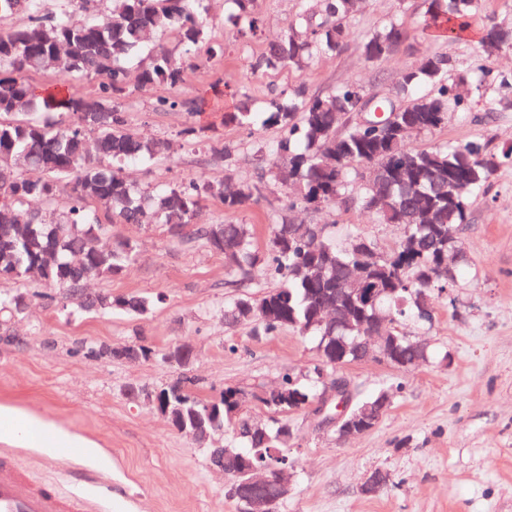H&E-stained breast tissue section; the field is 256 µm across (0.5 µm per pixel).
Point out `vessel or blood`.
I'll use <instances>...</instances> for the list:
<instances>
[{
  "mask_svg": "<svg viewBox=\"0 0 512 512\" xmlns=\"http://www.w3.org/2000/svg\"><path fill=\"white\" fill-rule=\"evenodd\" d=\"M0 512H95L87 498L37 482L19 466L10 450L0 451Z\"/></svg>",
  "mask_w": 512,
  "mask_h": 512,
  "instance_id": "b4317fda",
  "label": "vessel or blood"
}]
</instances>
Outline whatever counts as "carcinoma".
I'll return each instance as SVG.
<instances>
[{
    "label": "carcinoma",
    "mask_w": 512,
    "mask_h": 512,
    "mask_svg": "<svg viewBox=\"0 0 512 512\" xmlns=\"http://www.w3.org/2000/svg\"><path fill=\"white\" fill-rule=\"evenodd\" d=\"M0 0V312L22 314L24 301L47 299L65 308L63 291L93 279L117 277L135 261L137 248L116 238V224H138L149 218L167 228L179 242L199 240L224 257L235 281H252L266 273L281 280L256 298L241 297L224 306L228 325H254L273 335L295 328L314 337L323 351L309 382L283 375L276 397L262 399L283 415L316 401L324 378L361 360L353 343L365 335L375 311L390 310L397 323L433 319L431 296L458 285L468 259L456 230L469 223L471 207L488 188L496 171L512 164V146L492 150L480 139L464 144L415 148L410 139L443 125L451 112L470 111V100L459 91L467 83L483 101V111L512 107V73L492 67L512 50V23L488 20L480 38L484 63L473 72L452 78L455 64L447 54L429 52L419 69L400 72L395 96L379 97L375 106L399 111L386 127L360 128L348 123L368 90L343 83L311 96L299 83L271 93L257 112L243 101L225 121L254 130L277 129L267 142L255 137L251 152L256 176L235 184L224 180L189 179L145 190L129 181L125 167L148 164L169 154L164 138H141L128 129L123 100L134 92L159 85L176 87L184 63L196 56L224 54L213 41L204 18L206 0H112V9L84 22L71 21L67 3L56 0ZM300 0L296 18L267 41L248 68L256 74L278 68L304 73L317 58L341 51L350 39L345 21L357 0ZM229 17L244 32L261 24L258 0H225ZM426 13L445 18L457 33L466 31L482 13V0H428ZM403 23L394 20L367 33L360 44L366 61L377 64L394 56L408 41ZM57 80L59 92L43 97L30 75ZM99 80L94 94H79L74 81ZM494 95L485 96L487 89ZM377 174L362 183L364 169ZM278 183L288 193L287 209L270 215L271 232L264 250L254 243L248 224L193 227L203 202L216 197L224 209L236 211L257 203L266 187ZM324 205L338 211L360 209L379 224L403 227L396 247L383 252L370 239L351 234L342 242L326 228L296 224L290 212L299 206ZM352 265L384 289L377 308L347 306L343 320L330 323L318 316L325 295L345 279ZM163 301L129 294L114 298L96 292L81 309L106 313L120 310L142 314ZM413 369L431 357L394 332ZM195 383L178 377L160 389L131 386L127 395L149 404L161 402L166 418L193 435L211 436L229 424L239 445H204L208 458L224 455V463L248 457L288 467L286 418L260 428L246 420L232 422L240 403L227 387L220 399L200 396ZM381 397L394 400V389L383 386L361 396L349 395L348 414ZM277 449L275 459L270 449Z\"/></svg>",
    "instance_id": "1"
}]
</instances>
